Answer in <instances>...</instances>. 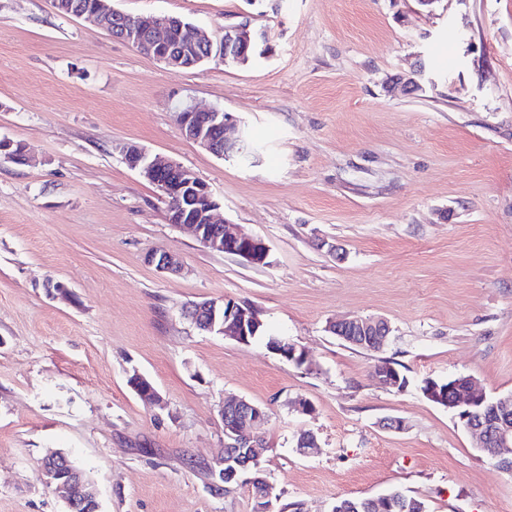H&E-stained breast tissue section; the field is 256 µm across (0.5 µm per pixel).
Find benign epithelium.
<instances>
[{
  "mask_svg": "<svg viewBox=\"0 0 512 512\" xmlns=\"http://www.w3.org/2000/svg\"><path fill=\"white\" fill-rule=\"evenodd\" d=\"M77 15L93 19L103 29L112 27L114 34L123 31L119 39L164 64L175 74L196 68L200 60L184 51L178 52L169 45L168 35L174 26L180 27L182 46H207L209 61L245 63L257 53V41L246 23L227 27L223 36L215 38L171 16L143 21L112 8L106 2L98 10H81ZM176 115L187 139L221 159H234L249 151L244 132L237 129V121L227 112L186 105ZM122 153L128 166L155 185L161 197L171 203L168 212L170 223L191 228L203 247L211 251L238 257L253 266L271 265V249L262 238L242 233L226 223L223 224L224 231L213 232L211 225L216 223L214 210L217 203L208 185L195 171L160 155H152L136 145L124 146ZM149 262L162 271L177 272L181 269L179 261L169 252L154 253L149 256ZM195 313L204 314L202 323L205 330L241 344L248 343V337L262 326L254 310L230 298L220 303H194L188 315ZM329 329L343 337L361 338L363 343L373 347L384 346L391 334L389 323L380 317L333 322ZM272 351L300 365L306 360L305 351L286 339L278 340ZM127 383L141 397L159 398L152 382L137 370L128 374ZM425 395L456 412L463 426L478 439L480 449L490 450V456L499 468H512L511 397L503 399L491 413H477L475 408L482 405L487 396L468 377H454L444 383L431 380ZM220 415L224 425V447L236 458V462L229 467L222 458L216 463L213 473L233 481L238 479L241 472L258 463L263 454L261 440L251 431L265 420L266 414L247 400L237 399L225 402ZM67 466L69 461L63 452L45 457L40 468L42 482L58 493L66 503L68 512H74L84 505L96 512L99 504L94 483L80 471L70 469L62 472Z\"/></svg>",
  "mask_w": 512,
  "mask_h": 512,
  "instance_id": "obj_1",
  "label": "benign epithelium"
}]
</instances>
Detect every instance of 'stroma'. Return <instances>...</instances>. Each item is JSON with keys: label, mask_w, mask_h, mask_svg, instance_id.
<instances>
[{"label": "stroma", "mask_w": 512, "mask_h": 512, "mask_svg": "<svg viewBox=\"0 0 512 512\" xmlns=\"http://www.w3.org/2000/svg\"><path fill=\"white\" fill-rule=\"evenodd\" d=\"M112 4L218 33L245 22L264 52L175 74L51 0H0V139L29 156L0 162V512H66L38 473L55 450L95 482L99 512H331L393 488L426 512H512V474L421 391L465 376L512 394V0ZM410 74L418 90L386 91ZM182 104L229 112L258 158L187 140ZM127 144L193 169L272 265L171 224ZM159 251L182 272L149 263ZM225 298L306 362L182 314ZM354 316L389 322L383 350L329 332ZM384 359L404 387L375 379ZM134 369L162 405L131 390ZM232 397L267 412L265 509L249 483L209 489Z\"/></svg>", "instance_id": "stroma-1"}]
</instances>
